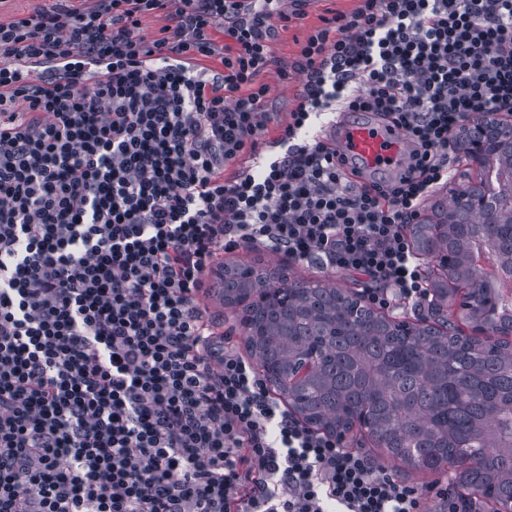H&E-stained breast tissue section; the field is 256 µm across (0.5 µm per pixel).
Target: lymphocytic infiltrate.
<instances>
[{
  "label": "lymphocytic infiltrate",
  "instance_id": "f902f5d3",
  "mask_svg": "<svg viewBox=\"0 0 512 512\" xmlns=\"http://www.w3.org/2000/svg\"><path fill=\"white\" fill-rule=\"evenodd\" d=\"M310 2L52 0L0 23V512H425L282 409L197 294L225 252L264 246L359 276L371 306L424 311L406 227L455 181L472 118L512 112V0L324 18L272 156L257 77ZM60 59L80 65L8 72ZM335 105L401 130L408 175L363 180L308 137Z\"/></svg>",
  "mask_w": 512,
  "mask_h": 512
}]
</instances>
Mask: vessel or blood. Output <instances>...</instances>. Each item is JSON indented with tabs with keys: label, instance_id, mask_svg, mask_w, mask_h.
Listing matches in <instances>:
<instances>
[{
	"label": "vessel or blood",
	"instance_id": "vessel-or-blood-1",
	"mask_svg": "<svg viewBox=\"0 0 512 512\" xmlns=\"http://www.w3.org/2000/svg\"><path fill=\"white\" fill-rule=\"evenodd\" d=\"M327 133L335 139L349 164L367 175L382 173L395 177L406 169L407 140L394 127L372 119L350 121L340 114L329 124Z\"/></svg>",
	"mask_w": 512,
	"mask_h": 512
}]
</instances>
